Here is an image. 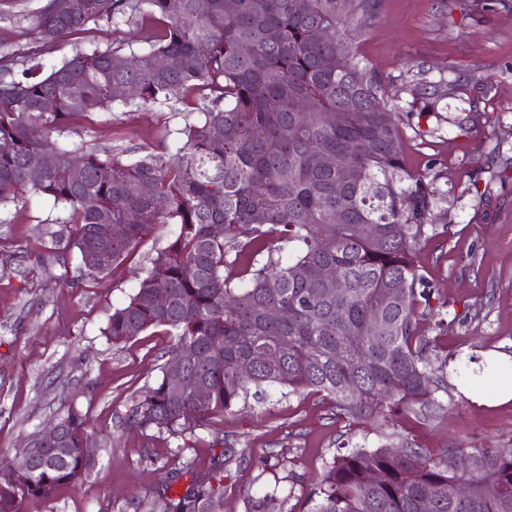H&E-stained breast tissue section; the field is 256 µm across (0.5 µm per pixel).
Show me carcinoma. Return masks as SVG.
Masks as SVG:
<instances>
[{
  "mask_svg": "<svg viewBox=\"0 0 512 512\" xmlns=\"http://www.w3.org/2000/svg\"><path fill=\"white\" fill-rule=\"evenodd\" d=\"M197 2L47 0L33 15L45 42L110 22L136 28L137 39L125 56L77 48L45 75L39 63L16 73L15 59L0 62V205L30 191L67 205L73 244L93 276L126 260L158 225H179L104 332L119 345L162 328L171 353L183 356L181 387L162 365L125 417L131 429L175 441L182 459L150 512H222L234 449L212 443L205 470L185 452L212 415L253 392H321L334 415L360 422L401 408L425 417L441 408L436 391L448 389L447 358L417 331L421 313L448 329L413 257L435 191L406 169L381 81L355 62L347 35L372 22L375 0H207L203 11ZM126 84L139 88L126 106L191 104L200 113L178 130L175 153L163 142L162 151L143 146L134 157L119 145L59 142L75 120L118 101L111 89ZM296 98L310 109L301 126L282 107ZM315 151L336 163L316 164ZM34 166L37 181L28 176ZM109 224L125 225L124 235L108 238ZM214 224L224 236H213ZM275 242L288 246V262ZM325 265L344 279L346 295L322 283ZM159 288L167 292L161 306ZM274 306L288 308L287 321L269 320ZM268 353L277 358L266 361ZM200 387L204 401L195 400ZM60 421L64 440L25 449L26 472L0 471V512L49 500L93 471L80 446L86 418L69 411ZM450 454L461 461L454 473L444 462ZM186 475L189 484L172 490ZM451 481L469 494L449 499ZM287 502L273 491L247 512H285ZM312 502L310 512H512V448L451 446L434 458L404 438L339 450Z\"/></svg>",
  "mask_w": 512,
  "mask_h": 512,
  "instance_id": "cac0c4a2",
  "label": "carcinoma"
}]
</instances>
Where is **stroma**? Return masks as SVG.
Instances as JSON below:
<instances>
[{"label": "stroma", "instance_id": "1", "mask_svg": "<svg viewBox=\"0 0 512 512\" xmlns=\"http://www.w3.org/2000/svg\"><path fill=\"white\" fill-rule=\"evenodd\" d=\"M46 0H0V50L36 51L44 67L76 47L115 48L126 25H101L81 42H43L32 20ZM360 67L382 81L395 112L408 168L424 175L435 205L415 249L448 322L434 317L418 331L440 336L448 359L443 409L421 418L403 411L385 422L335 418L322 394L277 387L252 396L200 429L193 455L208 462L223 440L241 458L224 472V512L278 491L289 512H310L314 480L341 443L374 448L400 437L431 452L512 446V401L484 405L474 360L512 354V0H377L373 24L355 34ZM165 106H113L77 120L69 147L136 148L166 140L196 121ZM64 205L27 193L0 208V467L16 462L50 423L75 409L89 417L98 464L49 500L23 512H133L166 473L162 440L123 426L134 396L153 384L171 339L151 329L115 346L102 331L139 283L141 267L166 245L176 225H159L124 262L87 276Z\"/></svg>", "mask_w": 512, "mask_h": 512}]
</instances>
